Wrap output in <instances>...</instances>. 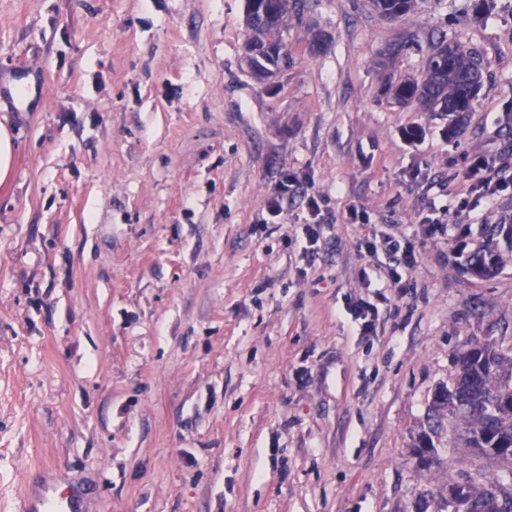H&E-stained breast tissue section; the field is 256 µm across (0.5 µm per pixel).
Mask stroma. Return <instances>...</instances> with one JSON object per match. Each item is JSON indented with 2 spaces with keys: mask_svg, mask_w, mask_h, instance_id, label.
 Returning a JSON list of instances; mask_svg holds the SVG:
<instances>
[{
  "mask_svg": "<svg viewBox=\"0 0 512 512\" xmlns=\"http://www.w3.org/2000/svg\"><path fill=\"white\" fill-rule=\"evenodd\" d=\"M474 2L307 0L265 85L246 0H0V512L53 480L83 512H434L449 479L507 470L451 421L415 457L457 354L512 350V183L463 178L478 156L512 176V0ZM443 37L483 67L453 137L382 94ZM384 231L418 256L397 283L359 250ZM372 9L390 19H399L415 12L422 0H370ZM0 122V184L7 182L13 175L15 155L14 134L9 125ZM297 184L298 180L289 175L288 178L277 185L267 202V208L272 217L281 218L284 215V201L288 198V195L293 194L298 189ZM321 215V208L319 205V201L315 196L309 197V219H306L305 224H303V233L305 235V249H311L318 242V231L315 227L320 226L322 221L319 216ZM353 322L363 334H370L375 330L376 311L368 303L361 302L347 308Z\"/></svg>",
  "mask_w": 512,
  "mask_h": 512,
  "instance_id": "35a3bbf8",
  "label": "stroma"
}]
</instances>
